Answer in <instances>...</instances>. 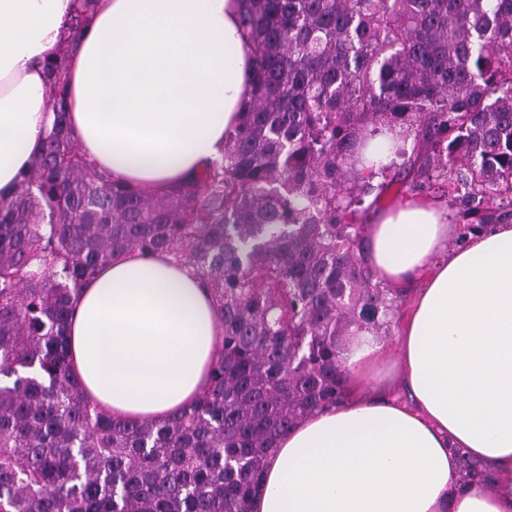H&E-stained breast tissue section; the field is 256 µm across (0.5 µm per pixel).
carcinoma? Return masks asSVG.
Instances as JSON below:
<instances>
[{
  "mask_svg": "<svg viewBox=\"0 0 512 512\" xmlns=\"http://www.w3.org/2000/svg\"><path fill=\"white\" fill-rule=\"evenodd\" d=\"M240 2L251 97L222 161L161 198L87 165L49 64L54 130L0 194V512H249L277 438L343 402L349 338L399 319L363 205L441 184L460 237L512 221V0ZM396 127L402 169L349 174ZM123 251L189 264L224 328L208 387L162 422L113 420L70 368L73 295Z\"/></svg>",
  "mask_w": 512,
  "mask_h": 512,
  "instance_id": "carcinoma-1",
  "label": "carcinoma"
}]
</instances>
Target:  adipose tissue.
<instances>
[{"label":"adipose tissue","mask_w":512,"mask_h":512,"mask_svg":"<svg viewBox=\"0 0 512 512\" xmlns=\"http://www.w3.org/2000/svg\"><path fill=\"white\" fill-rule=\"evenodd\" d=\"M58 59L79 153L148 195L222 161L251 92L239 0H0L2 194L54 126ZM455 237L447 208L422 197L368 225L376 280L417 288L396 361L412 403L378 387L384 341H353L345 401L277 440L250 512H512V223ZM73 308L71 369L112 418L158 422L207 387L223 330L192 268L115 254ZM463 454L494 469L496 489L461 480Z\"/></svg>","instance_id":"ef3b65f1"}]
</instances>
